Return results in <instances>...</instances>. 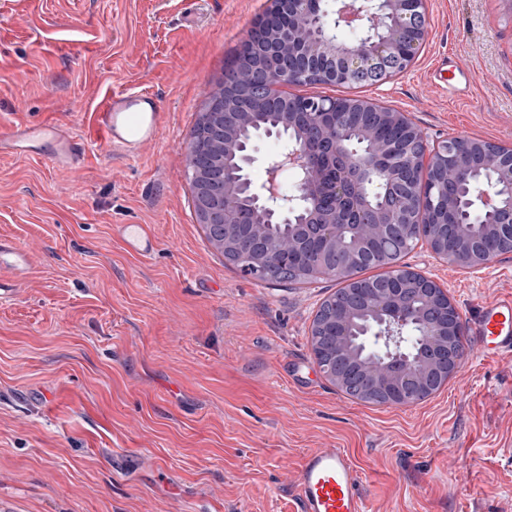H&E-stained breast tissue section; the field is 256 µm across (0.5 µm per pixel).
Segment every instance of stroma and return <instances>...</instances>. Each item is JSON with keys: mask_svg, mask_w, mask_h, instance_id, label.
I'll return each mask as SVG.
<instances>
[{"mask_svg": "<svg viewBox=\"0 0 512 512\" xmlns=\"http://www.w3.org/2000/svg\"><path fill=\"white\" fill-rule=\"evenodd\" d=\"M270 0H0V124H87L106 91L154 92L140 157L78 175L0 156V237L33 264L0 299V512H292L304 454L346 449L370 512H512V359L479 357L391 407L321 371L310 325L338 282L243 276L194 214L186 151L207 94ZM413 65L382 84L288 85L406 113L428 145H512V0H428ZM455 59L456 76L439 64ZM456 79L459 90L448 87ZM145 224L155 254H128ZM403 264L470 324L512 293V253L480 269L419 243ZM118 228L120 239L127 252L139 257H147L156 250L158 240L145 224H121Z\"/></svg>", "mask_w": 512, "mask_h": 512, "instance_id": "obj_1", "label": "stroma"}]
</instances>
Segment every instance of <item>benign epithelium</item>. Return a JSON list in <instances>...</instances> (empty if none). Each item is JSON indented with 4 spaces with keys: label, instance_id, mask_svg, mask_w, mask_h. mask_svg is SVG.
<instances>
[{
    "label": "benign epithelium",
    "instance_id": "obj_1",
    "mask_svg": "<svg viewBox=\"0 0 512 512\" xmlns=\"http://www.w3.org/2000/svg\"><path fill=\"white\" fill-rule=\"evenodd\" d=\"M274 10L289 18L288 26L272 32L275 49L290 44L296 30L305 29L309 21H314L308 49L311 54L332 61L315 74V78L327 83L347 84L365 77L380 82L402 73L413 64L426 37V0H275ZM345 27L356 32L350 41L337 36V31ZM239 64L252 83L251 97L259 105L277 96V87L296 79V74L273 61L252 63L243 55ZM230 99L231 91L225 84L219 93L210 94L207 101V116L212 124L224 127L226 137L235 134L241 117L230 105ZM370 108L378 121L398 122L405 128L404 141L387 148L388 168L380 169L374 153L362 151L351 142L348 126H362L363 113L351 111L348 104L341 108L333 99L322 100L299 135L287 141L271 159L268 179L261 191L253 188L250 178L240 180L224 172V188L245 197L243 209L232 217L223 204L209 206L208 222L222 224L226 231L244 223H312L331 235L333 228L346 223V217L334 210L321 209L312 157L314 147L328 143L353 164L351 179L333 187L332 193H353L359 224H377L384 231L403 236L414 234L417 220L412 191H404L388 207L374 206L367 197L380 194L390 180L416 166L427 175L463 186L462 193L448 195V207L456 213L457 223L493 229L505 226L512 230L511 146L457 136L431 149L405 113L375 103ZM341 109L346 119L338 124L332 117ZM282 170L291 173L294 179L295 189L290 195L275 188V178ZM429 223L431 234L426 244L449 263L474 268L491 261V256L469 243H459L453 252L440 250L441 236L448 225L436 223L434 216ZM365 254L366 245L362 244L351 258L323 267L322 275L341 278L349 260ZM413 285L412 292L423 298L424 308L409 306L392 314L378 308L372 313V320L360 328L361 335L383 343V372H375L362 355L340 349L336 358L321 366L329 379L343 386L349 373H362L368 378L367 394L371 398L390 406H405L429 398L437 387L460 371L465 348L462 319L456 305L425 275L413 279ZM410 329L419 330L421 336L418 352L412 357L401 349L403 335Z\"/></svg>",
    "mask_w": 512,
    "mask_h": 512
}]
</instances>
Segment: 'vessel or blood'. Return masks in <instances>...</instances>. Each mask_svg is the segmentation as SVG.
Masks as SVG:
<instances>
[{"instance_id":"1","label":"vessel or blood","mask_w":512,"mask_h":512,"mask_svg":"<svg viewBox=\"0 0 512 512\" xmlns=\"http://www.w3.org/2000/svg\"><path fill=\"white\" fill-rule=\"evenodd\" d=\"M166 114L157 96L129 87L105 94L92 111L89 130L77 133L71 126L53 121H17L0 132V154L22 157L48 155L53 165L75 172L88 154L120 149L137 158L155 143ZM120 239L127 252L146 257L158 240L143 224H123ZM33 253L28 247L0 239V296L12 293V280L29 270ZM473 340L485 359L512 356V294L486 302L473 319ZM297 512H368L360 491V475L347 451L317 448L304 457L294 487Z\"/></svg>"}]
</instances>
